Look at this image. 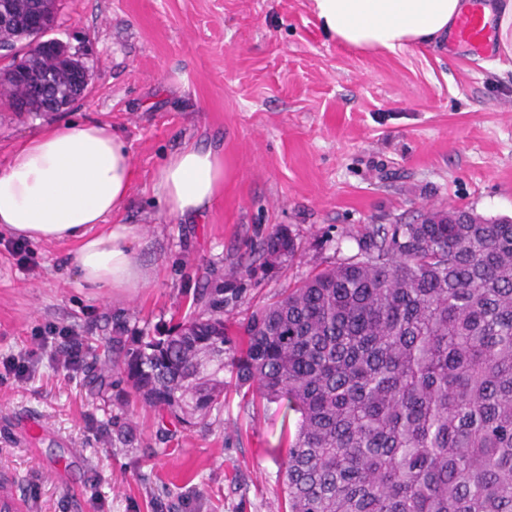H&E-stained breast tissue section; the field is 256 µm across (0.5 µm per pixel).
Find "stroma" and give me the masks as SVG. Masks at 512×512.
I'll use <instances>...</instances> for the list:
<instances>
[{
    "label": "stroma",
    "mask_w": 512,
    "mask_h": 512,
    "mask_svg": "<svg viewBox=\"0 0 512 512\" xmlns=\"http://www.w3.org/2000/svg\"><path fill=\"white\" fill-rule=\"evenodd\" d=\"M52 35L88 50L93 78L53 117L0 112V170L48 121L115 128L136 171L115 221L142 239L146 284L88 286L69 262L75 243L32 242L24 260L0 228V495L28 512H281L276 404L228 394L221 420L157 456L153 410L115 388L89 396L87 370L58 369L38 341L64 326L108 336L116 315L167 323L203 274L223 277L283 229L298 255L256 267L238 315L355 254L367 225L451 206L512 217V69L464 45L340 46L311 0H59ZM187 144L222 156L224 188L203 214L175 217L156 175ZM28 351L15 380L7 370ZM122 412L129 446L112 439Z\"/></svg>",
    "instance_id": "obj_1"
}]
</instances>
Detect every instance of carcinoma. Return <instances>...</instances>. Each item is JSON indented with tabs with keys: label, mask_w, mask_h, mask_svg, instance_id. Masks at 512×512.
<instances>
[{
	"label": "carcinoma",
	"mask_w": 512,
	"mask_h": 512,
	"mask_svg": "<svg viewBox=\"0 0 512 512\" xmlns=\"http://www.w3.org/2000/svg\"><path fill=\"white\" fill-rule=\"evenodd\" d=\"M56 18V0H33L18 22ZM297 252L284 231L251 249L264 267ZM253 273L246 260L206 281L168 328L113 317L90 394L125 383L165 444L219 419L231 387L278 404L288 512H512V221L369 227L355 254L238 319ZM112 435L131 443L127 419Z\"/></svg>",
	"instance_id": "cac0c4a2"
}]
</instances>
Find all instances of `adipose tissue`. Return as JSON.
Instances as JSON below:
<instances>
[{
  "instance_id": "adipose-tissue-1",
  "label": "adipose tissue",
  "mask_w": 512,
  "mask_h": 512,
  "mask_svg": "<svg viewBox=\"0 0 512 512\" xmlns=\"http://www.w3.org/2000/svg\"><path fill=\"white\" fill-rule=\"evenodd\" d=\"M323 31L346 47L398 52L445 41L468 0H313ZM135 176L122 140L99 122L51 123L18 143L0 170V226L34 242L77 241L81 279L98 288H137L140 237L113 223ZM171 214L208 209L224 185L215 151L187 145L156 176Z\"/></svg>"
}]
</instances>
